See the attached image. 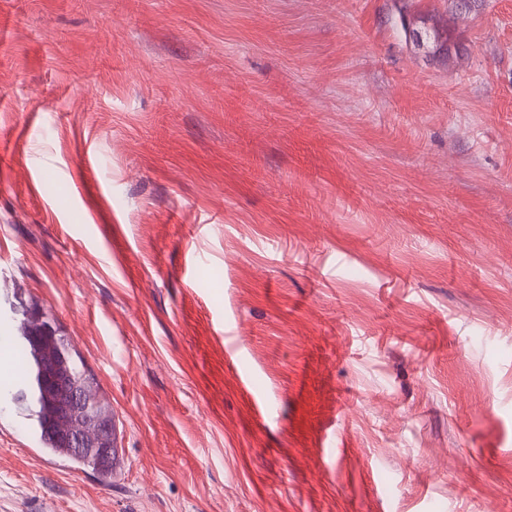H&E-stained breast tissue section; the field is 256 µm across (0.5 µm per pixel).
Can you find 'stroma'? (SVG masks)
Listing matches in <instances>:
<instances>
[{
    "label": "stroma",
    "mask_w": 512,
    "mask_h": 512,
    "mask_svg": "<svg viewBox=\"0 0 512 512\" xmlns=\"http://www.w3.org/2000/svg\"><path fill=\"white\" fill-rule=\"evenodd\" d=\"M0 0V305L119 417L0 415V512H512V0ZM13 318L19 336L15 332H6L3 327L4 318L8 311H0V367L8 371L9 381L0 387L1 407L12 404L14 396L23 390L27 384L26 364L24 357H20L22 336H35L32 329L45 331L50 337L49 342H38L26 337L23 355L29 356L31 367L28 379L29 402L26 409L25 420L37 438L39 448L50 455L62 458L73 466L91 470L102 478H110L121 470L124 461L123 448L115 449L112 459V437L117 435L112 407L107 400L99 394H88L89 388L99 389L93 371L86 365L78 351L72 348L63 331L56 324L55 319L49 316L39 305L30 298L20 299L12 306ZM37 317L38 326H32L31 319ZM46 352H52L62 368L68 373V387L78 389L91 402H103L110 407V417L106 421L104 432L105 443L101 448L82 450L87 444L90 431L93 430L98 419L93 415L90 402L78 391L68 393L66 400L60 396V387L66 382L65 376L57 369L53 361H47L44 372L56 385L55 389L46 394V401L50 406L60 408L71 420L65 429L69 440L59 435L45 411V388L43 386L42 366ZM76 447H74L73 445ZM78 448V449H77ZM80 449V450H79Z\"/></svg>",
    "instance_id": "stroma-1"
}]
</instances>
